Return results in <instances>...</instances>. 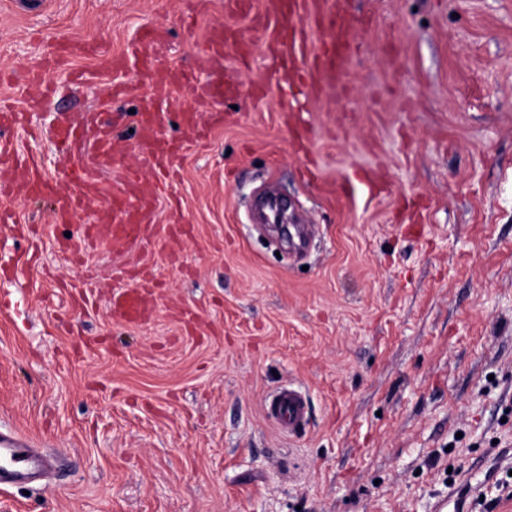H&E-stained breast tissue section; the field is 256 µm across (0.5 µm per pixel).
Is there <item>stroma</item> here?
I'll return each mask as SVG.
<instances>
[{
  "label": "stroma",
  "mask_w": 512,
  "mask_h": 512,
  "mask_svg": "<svg viewBox=\"0 0 512 512\" xmlns=\"http://www.w3.org/2000/svg\"><path fill=\"white\" fill-rule=\"evenodd\" d=\"M347 9L356 51L311 98L224 0H0V99L57 183L48 128L137 81L109 58L142 29L203 82L210 29L234 31L245 87L205 141L170 116L173 184L128 251H64L95 206L63 225L7 200L36 232L0 227V431L50 469L0 483V512H512V0ZM57 41L99 50L50 68ZM270 185L312 227L303 252L251 220ZM144 281L149 319L112 318ZM289 385L292 434L263 415ZM263 412L290 433L304 426L306 399L299 389L289 385L266 401Z\"/></svg>",
  "instance_id": "1"
}]
</instances>
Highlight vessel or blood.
I'll return each mask as SVG.
<instances>
[{
    "instance_id": "1",
    "label": "vessel or blood",
    "mask_w": 512,
    "mask_h": 512,
    "mask_svg": "<svg viewBox=\"0 0 512 512\" xmlns=\"http://www.w3.org/2000/svg\"><path fill=\"white\" fill-rule=\"evenodd\" d=\"M352 19L345 0H268L266 18L257 20L256 31L265 41L274 43L283 57L298 67L304 87L312 93L334 83L350 61L349 31ZM164 38L159 30H142L128 48L110 58V67L120 71L137 67L142 83L151 89L140 96L139 85L113 87L116 97H140L142 106L137 114L134 136L129 144L133 153L147 161L155 172L152 189H144L139 170H127L119 187L111 189L100 173L112 163L116 143L111 126L95 112L86 113L80 122L62 121L51 128L57 146L65 149L66 190L57 184L35 161L20 153L10 136L24 123L23 113L0 103V195L45 199L50 203L54 223H71L73 216L88 204L97 206V222L84 229L85 239L102 245L130 248L144 238L146 227L153 223L159 196L166 185V176L175 165L179 149L165 139L162 130L171 111H178L183 125L190 130L199 126L201 108L218 109L224 98L221 79L224 64V30L213 29L206 41L203 64L212 71L210 81L193 87L194 104L185 107L173 100L171 88L187 85V73L178 68H159L157 60ZM87 43H55L48 50L51 65H60L72 57L93 52ZM79 141L90 142L95 161L87 165L69 156V147ZM113 314L127 322L141 318L145 299L138 288L132 287L113 295ZM263 412L288 432L303 427L306 399L295 388L281 389L269 398ZM18 436L0 433V474L11 471L19 482L28 481L33 465L17 452Z\"/></svg>"
}]
</instances>
